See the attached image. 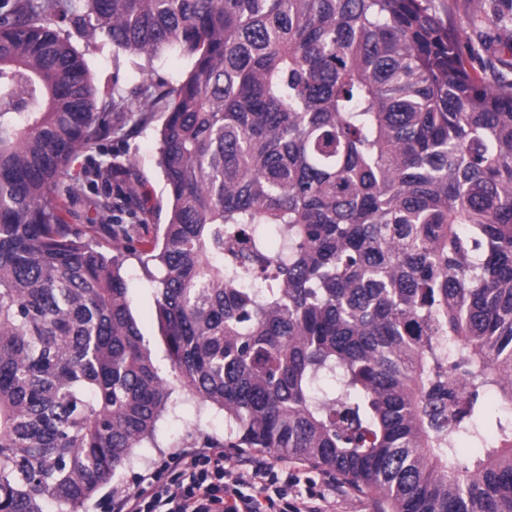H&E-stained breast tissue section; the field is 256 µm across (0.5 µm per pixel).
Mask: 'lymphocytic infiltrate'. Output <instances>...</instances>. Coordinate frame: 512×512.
Wrapping results in <instances>:
<instances>
[{
  "label": "lymphocytic infiltrate",
  "mask_w": 512,
  "mask_h": 512,
  "mask_svg": "<svg viewBox=\"0 0 512 512\" xmlns=\"http://www.w3.org/2000/svg\"><path fill=\"white\" fill-rule=\"evenodd\" d=\"M247 466L238 472L219 445L182 448L133 491L114 495L109 512H331L324 494L299 491V469L260 457Z\"/></svg>",
  "instance_id": "1"
}]
</instances>
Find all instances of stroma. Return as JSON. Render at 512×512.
<instances>
[{"label":"stroma","mask_w":512,"mask_h":512,"mask_svg":"<svg viewBox=\"0 0 512 512\" xmlns=\"http://www.w3.org/2000/svg\"><path fill=\"white\" fill-rule=\"evenodd\" d=\"M433 5L445 21L463 28L464 52L472 68L490 83L512 82V0H433ZM75 46L85 50L95 86L102 89L115 84L124 98L125 111L138 112L143 100L135 80L128 76L125 62L108 53L86 50L80 40ZM163 120V112L153 113L146 126L112 139V152L118 160H134L147 193L146 206L153 211V223L160 225L165 224L167 211V192L157 166L158 131ZM122 272L135 299L133 313L141 332L149 343H156L153 284L137 258H124ZM177 399L175 412L159 421L153 439L134 449L129 463L110 487L87 503V512H107L113 490H134L140 475L159 465L176 449L195 445L206 435L223 438V413L201 407L184 393L178 394ZM312 476L328 499L335 501L336 512H382L378 497L367 491L342 489V480L335 473L318 468Z\"/></svg>","instance_id":"35a3bbf8"}]
</instances>
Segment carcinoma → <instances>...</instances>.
Instances as JSON below:
<instances>
[{
    "instance_id": "1",
    "label": "carcinoma",
    "mask_w": 512,
    "mask_h": 512,
    "mask_svg": "<svg viewBox=\"0 0 512 512\" xmlns=\"http://www.w3.org/2000/svg\"><path fill=\"white\" fill-rule=\"evenodd\" d=\"M75 38L140 79L189 61L140 87L166 113L148 250L132 164L75 168L139 122ZM143 255L170 379L120 272ZM177 386L224 447L383 512H512V83L431 0H0V512H85ZM188 61L175 51H162L153 59L150 74L155 82L159 78L170 79L188 68Z\"/></svg>"
}]
</instances>
